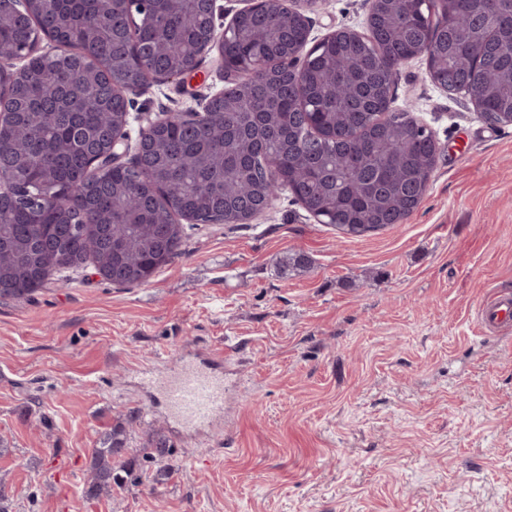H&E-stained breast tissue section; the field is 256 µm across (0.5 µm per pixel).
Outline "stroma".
Instances as JSON below:
<instances>
[{"label":"stroma","mask_w":512,"mask_h":512,"mask_svg":"<svg viewBox=\"0 0 512 512\" xmlns=\"http://www.w3.org/2000/svg\"><path fill=\"white\" fill-rule=\"evenodd\" d=\"M368 9L324 0L312 35L365 30ZM223 86L209 56L134 96L130 141ZM391 95L439 146L404 223L346 236L284 192L252 224L189 230L143 285L90 264L0 299L5 512H72L116 424L128 447L157 432L170 452L83 512H512V342L477 323L512 294V125L433 85L422 57ZM292 253L311 268L283 271ZM200 363L224 376V413L189 429L163 384Z\"/></svg>","instance_id":"35a3bbf8"}]
</instances>
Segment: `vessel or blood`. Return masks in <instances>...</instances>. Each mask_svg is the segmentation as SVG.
Segmentation results:
<instances>
[{"instance_id":"1","label":"vessel or blood","mask_w":512,"mask_h":512,"mask_svg":"<svg viewBox=\"0 0 512 512\" xmlns=\"http://www.w3.org/2000/svg\"><path fill=\"white\" fill-rule=\"evenodd\" d=\"M482 328L504 335L512 331V295L497 294L479 308ZM164 396L178 419L191 427L210 423L224 411V379L202 368H189L170 379Z\"/></svg>"}]
</instances>
